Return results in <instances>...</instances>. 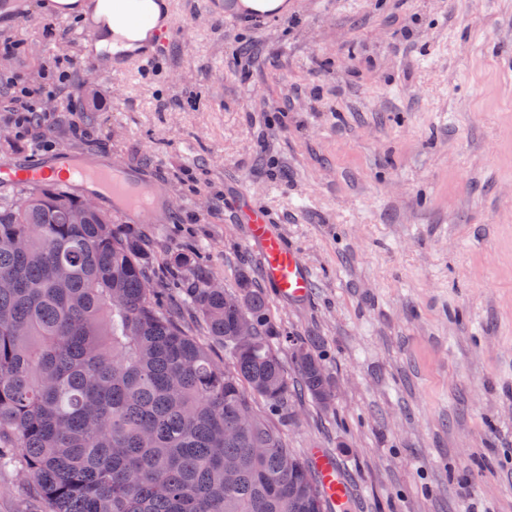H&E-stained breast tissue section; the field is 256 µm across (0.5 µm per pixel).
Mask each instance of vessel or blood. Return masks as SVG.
<instances>
[{"mask_svg": "<svg viewBox=\"0 0 512 512\" xmlns=\"http://www.w3.org/2000/svg\"><path fill=\"white\" fill-rule=\"evenodd\" d=\"M175 31L173 21L160 22L154 26L146 47L130 51L116 43L105 48L103 55L110 60L112 72L123 74L144 66L160 54ZM59 156L66 159V166L52 165L45 157L1 160L0 186L39 191L54 185L79 191L85 197L111 204L114 212L134 221L148 220L155 224L162 223L172 205L170 196L162 188L121 161L95 160L66 150L60 151ZM241 220L248 224L251 238L260 243L265 257V275L278 294L289 300L307 297L310 277L298 254L273 231L268 212L248 202L241 207ZM312 460L321 475L326 496L335 503H343L347 494L335 462L318 450L314 451Z\"/></svg>", "mask_w": 512, "mask_h": 512, "instance_id": "obj_1", "label": "vessel or blood"}]
</instances>
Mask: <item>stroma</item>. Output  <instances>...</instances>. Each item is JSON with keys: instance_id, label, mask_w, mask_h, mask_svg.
<instances>
[{"instance_id": "1", "label": "stroma", "mask_w": 512, "mask_h": 512, "mask_svg": "<svg viewBox=\"0 0 512 512\" xmlns=\"http://www.w3.org/2000/svg\"><path fill=\"white\" fill-rule=\"evenodd\" d=\"M45 2L0 8L18 46L0 55V160L67 148L167 188L149 264L198 246L315 343L335 402L293 398L282 432L336 459L346 512H512V0H288L261 25L176 0L175 39L124 74ZM58 58L48 119L17 133L13 83ZM245 197L301 256L306 299L269 286Z\"/></svg>"}]
</instances>
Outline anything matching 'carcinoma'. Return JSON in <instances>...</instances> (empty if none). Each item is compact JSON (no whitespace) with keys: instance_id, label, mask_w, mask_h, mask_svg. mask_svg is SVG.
I'll return each instance as SVG.
<instances>
[{"instance_id":"obj_1","label":"carcinoma","mask_w":512,"mask_h":512,"mask_svg":"<svg viewBox=\"0 0 512 512\" xmlns=\"http://www.w3.org/2000/svg\"><path fill=\"white\" fill-rule=\"evenodd\" d=\"M84 204L56 187L0 198V469L25 475L42 512H326L308 461L251 399L284 421L294 394L331 408L321 356L280 335L247 278L230 306L194 247L155 271L144 236ZM275 340L291 346L294 385Z\"/></svg>"}]
</instances>
